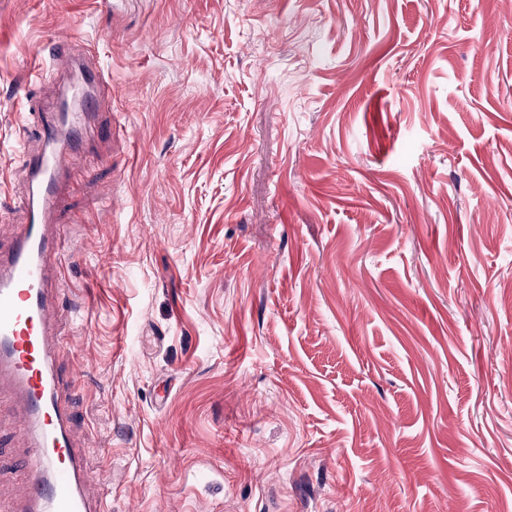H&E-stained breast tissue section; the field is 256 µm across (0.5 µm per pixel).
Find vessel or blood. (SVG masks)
Wrapping results in <instances>:
<instances>
[{"label": "vessel or blood", "instance_id": "1", "mask_svg": "<svg viewBox=\"0 0 512 512\" xmlns=\"http://www.w3.org/2000/svg\"><path fill=\"white\" fill-rule=\"evenodd\" d=\"M97 69H84L75 102L41 113L37 149L23 150L27 191L24 221L7 248H0V378H8L28 421L22 432L26 455L19 470L29 477L30 495L10 512H105V501L86 494L83 451L74 436L66 402L70 381L55 368L59 342L51 328L65 294L60 265L71 256L62 225L51 223L60 198L63 162L87 150L96 125Z\"/></svg>", "mask_w": 512, "mask_h": 512}]
</instances>
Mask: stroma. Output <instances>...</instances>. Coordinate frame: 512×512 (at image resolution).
<instances>
[{"label": "stroma", "mask_w": 512, "mask_h": 512, "mask_svg": "<svg viewBox=\"0 0 512 512\" xmlns=\"http://www.w3.org/2000/svg\"><path fill=\"white\" fill-rule=\"evenodd\" d=\"M62 34L112 88L56 215L87 495L512 512V0H0V239Z\"/></svg>", "instance_id": "stroma-1"}]
</instances>
